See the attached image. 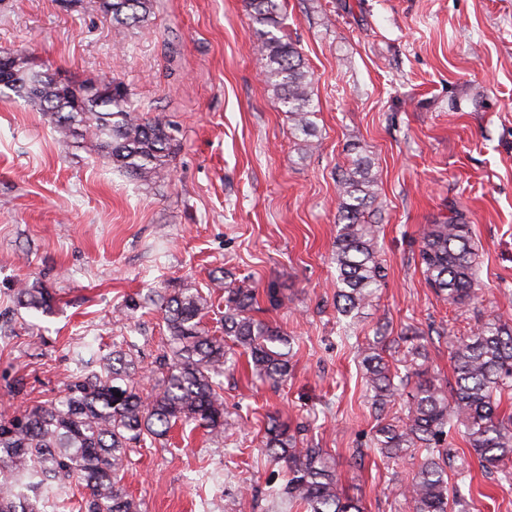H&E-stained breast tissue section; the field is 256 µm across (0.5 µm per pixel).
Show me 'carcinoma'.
<instances>
[{
  "label": "carcinoma",
  "instance_id": "cac0c4a2",
  "mask_svg": "<svg viewBox=\"0 0 512 512\" xmlns=\"http://www.w3.org/2000/svg\"><path fill=\"white\" fill-rule=\"evenodd\" d=\"M245 7L257 25L255 50L266 85L288 113L294 133L315 136L309 72L296 45L282 34L279 4L245 0ZM99 8L123 29L148 22L153 0H99ZM15 61L11 71L0 70L1 98L16 97L49 114L63 144L87 141L103 160L137 180L168 175L170 125L159 117L145 118L125 88L104 82V94L81 106L60 92L56 74L31 67L25 56ZM337 186L336 304L347 317L372 305L385 280L378 229L371 222L378 178L371 162L360 156ZM419 260L426 283L441 300L466 308L478 299L479 254L460 216L424 228ZM216 285L224 289L222 336L202 325L208 299L199 290L180 288L164 299L168 351L158 390L143 393L134 361L114 350L99 369L64 383L50 404L0 414V512H41L29 493L45 504L64 506L76 485L85 489L76 505L79 512H138L122 485L128 447L147 436L161 439L179 422L222 436L224 399L213 377L235 349L247 355L255 377L274 385L287 381L293 339L255 316L260 310L255 291L220 279ZM53 302L47 288L19 289V303L27 308L46 312ZM448 345L454 374L445 383L429 373L421 344L409 350L404 374L374 345L360 354L377 421L372 447L388 459L415 448L424 452L403 491L410 512H467L460 485L448 488L453 430L482 467L512 478V415L500 412L502 397L512 392V319L497 314L466 336L450 333ZM402 396L406 417L386 419V408ZM262 448L286 469L284 484L270 490L273 498L302 512H362L359 500L344 496L326 450L299 446L288 426L273 416Z\"/></svg>",
  "mask_w": 512,
  "mask_h": 512
}]
</instances>
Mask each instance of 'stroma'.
Here are the masks:
<instances>
[{
    "mask_svg": "<svg viewBox=\"0 0 512 512\" xmlns=\"http://www.w3.org/2000/svg\"><path fill=\"white\" fill-rule=\"evenodd\" d=\"M284 32L312 74L317 135L303 146L261 75L243 0H155L149 21L115 33L97 0H0V50L82 82L112 80L147 118L175 125L164 183L148 185L92 148L63 146L47 113L0 99V414L54 399L113 347L142 386L161 373V294L195 288L221 334L213 280L275 287L265 320L294 339L273 387L246 360L222 377L224 433L176 425L132 445L123 484L140 512H273L268 416L327 449L364 512H405L413 457L369 449L375 420L358 352L384 324L428 341L431 371L453 375L442 329L465 335L512 307V0H279ZM378 177L386 279L353 324L336 310L337 179L357 156ZM478 249L479 298L441 301L415 264L421 232L453 215ZM55 303L39 312L17 290ZM23 380L14 395L5 384ZM475 512H512V481L485 471L460 436ZM367 451L353 469L356 449ZM19 303L27 308L46 312L52 308L54 296L47 288L27 287L19 289Z\"/></svg>",
    "mask_w": 512,
    "mask_h": 512,
    "instance_id": "1",
    "label": "stroma"
}]
</instances>
